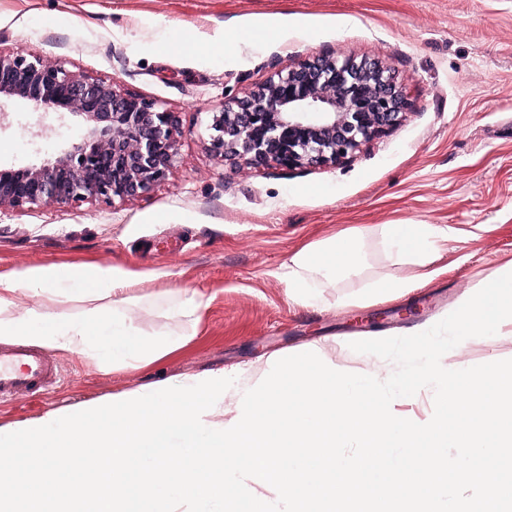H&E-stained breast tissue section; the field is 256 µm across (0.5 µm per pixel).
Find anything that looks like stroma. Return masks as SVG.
I'll return each mask as SVG.
<instances>
[{
  "instance_id": "obj_1",
  "label": "stroma",
  "mask_w": 512,
  "mask_h": 512,
  "mask_svg": "<svg viewBox=\"0 0 512 512\" xmlns=\"http://www.w3.org/2000/svg\"><path fill=\"white\" fill-rule=\"evenodd\" d=\"M325 47L395 69L411 112L394 133L340 165L292 172L208 151L209 112L275 65ZM0 51L116 80L180 116L177 163L143 197L0 212V273L123 267L139 281L127 315L147 335L176 327L169 286L208 300L192 336L139 370L54 352L58 392L0 405L2 432L162 377L220 369L254 383L268 357L310 345L343 371L384 380L394 364L350 342L429 328L485 280L512 272V0H0ZM1 108L4 166L41 164L50 141L85 134L69 114ZM399 223L444 231L432 262L396 256L383 229ZM352 228L365 231L356 244L361 274L323 289V305L294 303L283 278L290 256ZM423 270L432 274L424 286L384 287ZM504 359H512L510 324L441 364Z\"/></svg>"
}]
</instances>
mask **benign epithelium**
Here are the masks:
<instances>
[{"label":"benign epithelium","instance_id":"obj_1","mask_svg":"<svg viewBox=\"0 0 512 512\" xmlns=\"http://www.w3.org/2000/svg\"><path fill=\"white\" fill-rule=\"evenodd\" d=\"M3 101L80 116L87 134L40 165L0 166V211L134 200L165 181L177 161V113L60 62L0 51ZM410 110L388 63L326 47L274 67L210 113L207 147L253 168L335 166L395 132Z\"/></svg>","mask_w":512,"mask_h":512}]
</instances>
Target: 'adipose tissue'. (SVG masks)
<instances>
[{
	"label": "adipose tissue",
	"mask_w": 512,
	"mask_h": 512,
	"mask_svg": "<svg viewBox=\"0 0 512 512\" xmlns=\"http://www.w3.org/2000/svg\"><path fill=\"white\" fill-rule=\"evenodd\" d=\"M386 233L400 255L420 259L436 235L426 224H390ZM289 296L299 305L321 304L322 288L340 275L358 273L352 240L339 237L302 249L287 265ZM137 285L123 268L112 265L66 269L37 264L0 274V338L95 354L113 369L137 370L184 341L183 335L146 338L123 314ZM85 303L74 313L71 302Z\"/></svg>",
	"instance_id": "ef3b65f1"
}]
</instances>
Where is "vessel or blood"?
Segmentation results:
<instances>
[{
	"label": "vessel or blood",
	"instance_id": "obj_1",
	"mask_svg": "<svg viewBox=\"0 0 512 512\" xmlns=\"http://www.w3.org/2000/svg\"><path fill=\"white\" fill-rule=\"evenodd\" d=\"M60 381L57 365L44 351L0 343V401L44 393Z\"/></svg>",
	"mask_w": 512,
	"mask_h": 512
}]
</instances>
